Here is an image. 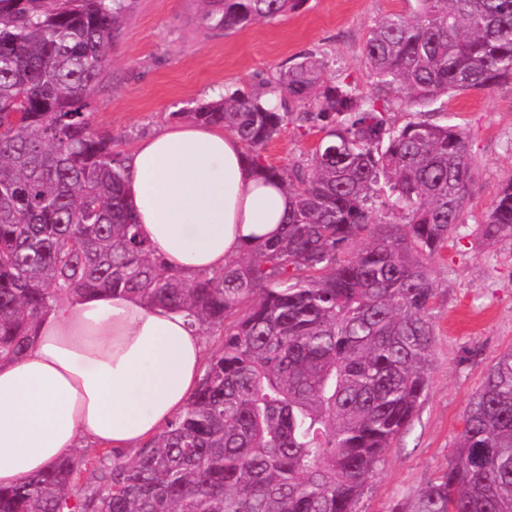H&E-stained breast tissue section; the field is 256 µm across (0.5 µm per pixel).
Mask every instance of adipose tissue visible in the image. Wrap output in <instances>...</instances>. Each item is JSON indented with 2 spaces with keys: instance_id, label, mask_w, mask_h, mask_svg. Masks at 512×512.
Segmentation results:
<instances>
[{
  "instance_id": "1",
  "label": "adipose tissue",
  "mask_w": 512,
  "mask_h": 512,
  "mask_svg": "<svg viewBox=\"0 0 512 512\" xmlns=\"http://www.w3.org/2000/svg\"><path fill=\"white\" fill-rule=\"evenodd\" d=\"M129 201L165 267L223 270L276 238L290 195L247 166L240 139L173 124L127 156ZM207 345L183 315L103 291L64 301L37 323L23 356L0 365V486L82 448L135 451L182 413Z\"/></svg>"
}]
</instances>
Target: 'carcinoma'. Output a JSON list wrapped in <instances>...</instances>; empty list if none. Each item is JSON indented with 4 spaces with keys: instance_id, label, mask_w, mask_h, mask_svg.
I'll use <instances>...</instances> for the list:
<instances>
[{
    "instance_id": "obj_1",
    "label": "carcinoma",
    "mask_w": 512,
    "mask_h": 512,
    "mask_svg": "<svg viewBox=\"0 0 512 512\" xmlns=\"http://www.w3.org/2000/svg\"><path fill=\"white\" fill-rule=\"evenodd\" d=\"M300 2L205 0L201 22L234 30ZM413 2L369 31L373 96L323 80L308 53L257 91L172 113L235 133L294 201L279 237L187 276L140 235L126 155L92 128L131 0H0V363L61 300L106 290L217 336L184 412L134 456L83 450L0 488V512H356L430 386V263L469 199L467 136L425 109L512 82V0ZM399 110L414 119L395 124ZM308 123L322 133L310 157L264 161L284 129ZM480 235L512 239V179ZM390 512H512V349L471 398L448 467Z\"/></svg>"
}]
</instances>
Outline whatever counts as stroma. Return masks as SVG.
<instances>
[{
    "label": "stroma",
    "mask_w": 512,
    "mask_h": 512,
    "mask_svg": "<svg viewBox=\"0 0 512 512\" xmlns=\"http://www.w3.org/2000/svg\"><path fill=\"white\" fill-rule=\"evenodd\" d=\"M202 0H132L91 101L96 131L130 151L141 139L227 88L257 89L262 81L313 53L328 80L347 78L367 95L377 92L365 64L370 26L408 12V0H303L272 20L230 31L200 22ZM434 121L464 129L476 164L469 201L453 243L436 256L432 277L435 324L431 384L408 430L367 481L357 512H390L447 465L463 429L470 398L492 361L512 349V240L483 243L497 188L512 179V83L462 93L431 106ZM318 130L288 128L263 151L283 166L310 154Z\"/></svg>",
    "instance_id": "1"
}]
</instances>
